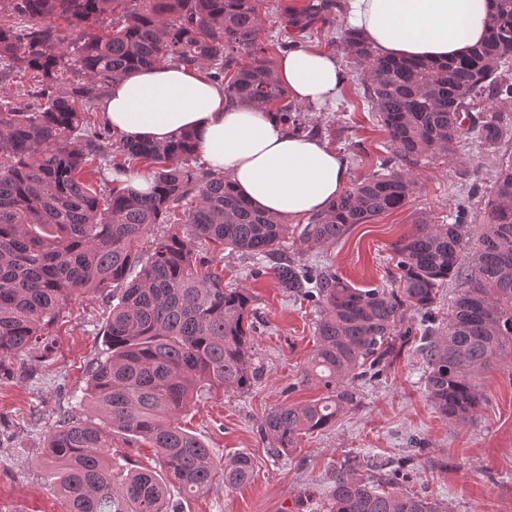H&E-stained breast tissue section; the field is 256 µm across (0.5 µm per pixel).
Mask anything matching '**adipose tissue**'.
Listing matches in <instances>:
<instances>
[{
    "instance_id": "obj_1",
    "label": "adipose tissue",
    "mask_w": 512,
    "mask_h": 512,
    "mask_svg": "<svg viewBox=\"0 0 512 512\" xmlns=\"http://www.w3.org/2000/svg\"><path fill=\"white\" fill-rule=\"evenodd\" d=\"M492 0H352L351 21L380 55L444 60L484 42ZM292 97L332 101L342 69L330 53L298 48L283 57ZM99 109L118 137L168 142L192 133L212 171L259 209L284 218L324 211L350 184L339 154L317 138L288 134L274 113L227 100L200 69L165 64L113 81Z\"/></svg>"
}]
</instances>
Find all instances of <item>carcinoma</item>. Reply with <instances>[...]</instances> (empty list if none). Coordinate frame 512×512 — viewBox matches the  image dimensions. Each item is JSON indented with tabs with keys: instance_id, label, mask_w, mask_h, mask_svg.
I'll list each match as a JSON object with an SVG mask.
<instances>
[{
	"instance_id": "cac0c4a2",
	"label": "carcinoma",
	"mask_w": 512,
	"mask_h": 512,
	"mask_svg": "<svg viewBox=\"0 0 512 512\" xmlns=\"http://www.w3.org/2000/svg\"><path fill=\"white\" fill-rule=\"evenodd\" d=\"M263 0H0V365L48 344V330L66 317L76 295L106 300V353L87 372L74 408L48 438L55 464L52 489L67 512H177L168 485L186 496L206 492L214 452L182 427L179 416L199 396L247 393L254 366L252 300L228 288L196 243L253 258L251 276L273 272L290 297L320 310L316 346L302 381L326 396L270 411L261 425L274 456L336 421L352 401L351 382L389 362L403 312L420 314L417 351L424 390L436 411L457 426L477 417L481 380L493 366L512 367V155L493 184L483 186L480 156L469 159L472 194L483 205L456 210L452 222L425 215L394 246L398 280L362 290L334 273L288 255L284 239L299 233L305 250L334 243L355 224L404 207L417 190L410 168L423 156L455 155L472 140L482 155L512 144V0H492L485 43L448 61L378 55L361 32L343 31L342 45L365 75L364 95L378 116L392 155L356 181L308 223L288 225L242 197L224 176L192 166L195 140L119 142L91 120L112 82L127 73L174 62L197 66L224 85L233 103L276 114L295 134H310L307 111L290 99L276 64L259 42ZM339 0H306L281 8L285 40L316 24L333 25ZM35 75L19 104L10 81ZM146 171L153 188L138 193L118 179ZM99 175V184L83 175ZM190 205L187 228L145 242L156 224ZM464 284L434 325L441 286ZM155 448L161 472L117 471L113 430ZM348 460L331 478L327 512H441L425 496L383 490ZM238 453L224 463V485L254 475Z\"/></svg>"
}]
</instances>
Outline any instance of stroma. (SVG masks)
I'll return each instance as SVG.
<instances>
[{
	"instance_id": "35a3bbf8",
	"label": "stroma",
	"mask_w": 512,
	"mask_h": 512,
	"mask_svg": "<svg viewBox=\"0 0 512 512\" xmlns=\"http://www.w3.org/2000/svg\"><path fill=\"white\" fill-rule=\"evenodd\" d=\"M302 43L340 55L346 76L335 100L310 110L312 126L346 160L353 179L370 176L391 149L362 96L361 68L341 44L323 35ZM357 141L365 146L358 156L352 149ZM476 155L474 144L462 142L453 159L420 160L412 169L417 191L404 208L354 225L336 243L312 251L300 252L298 243H291V252L360 289L389 284L398 274L392 245L412 232L418 215L447 223L471 183L465 162ZM209 255L225 285L252 295L262 375L248 393L217 392L193 401L182 422L214 449L217 462L245 452L255 472L242 487H225L218 475L202 495L186 499L172 492L181 512H323L331 471L348 459L385 463V470H366V477L392 474L393 486L437 499L447 512H512V369L501 366L485 374L482 408L459 428L428 401L421 382L424 363L411 340L377 377L357 382L354 402L335 423L302 439L288 456L273 457L260 431L267 413L322 395L301 381L315 346L317 314L311 302L283 293L273 274L250 277V259L228 250ZM104 318L100 299L74 298L66 318L50 331L49 349L15 354L0 367V512H64L49 490L47 437L57 416L82 395L89 366L105 352ZM112 460L129 470L157 465L154 448L118 432L112 435Z\"/></svg>"
}]
</instances>
